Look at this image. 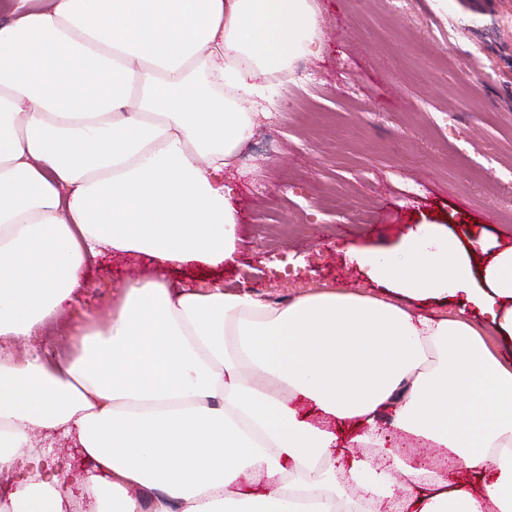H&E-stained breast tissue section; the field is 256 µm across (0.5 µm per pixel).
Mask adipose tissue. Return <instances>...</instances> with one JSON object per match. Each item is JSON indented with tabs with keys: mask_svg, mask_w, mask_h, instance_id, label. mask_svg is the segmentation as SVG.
<instances>
[{
	"mask_svg": "<svg viewBox=\"0 0 512 512\" xmlns=\"http://www.w3.org/2000/svg\"><path fill=\"white\" fill-rule=\"evenodd\" d=\"M320 25L313 0H0V336L76 303L109 255L234 262L225 175L253 132L243 104L274 107L258 76L316 54ZM351 256L390 299L278 305L143 277L122 283L107 328L82 323L72 360L0 352V479L37 432L91 463L86 512H512V362L481 332L512 341V246L422 225L399 250ZM458 296L450 318L401 304ZM340 429L364 451L346 469ZM408 439L469 482L409 464ZM31 450L0 512H67ZM245 479L268 492L239 493Z\"/></svg>",
	"mask_w": 512,
	"mask_h": 512,
	"instance_id": "obj_1",
	"label": "adipose tissue"
}]
</instances>
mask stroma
<instances>
[{"label": "stroma", "mask_w": 512, "mask_h": 512, "mask_svg": "<svg viewBox=\"0 0 512 512\" xmlns=\"http://www.w3.org/2000/svg\"><path fill=\"white\" fill-rule=\"evenodd\" d=\"M320 53L263 77L280 106L258 119L234 174L236 260L164 271L171 291L218 285L291 303L331 288L386 297L347 250L398 246L429 224L512 245V0H315ZM148 259L88 271L79 310L35 345L77 353L80 310L107 324L119 283Z\"/></svg>", "instance_id": "35a3bbf8"}]
</instances>
